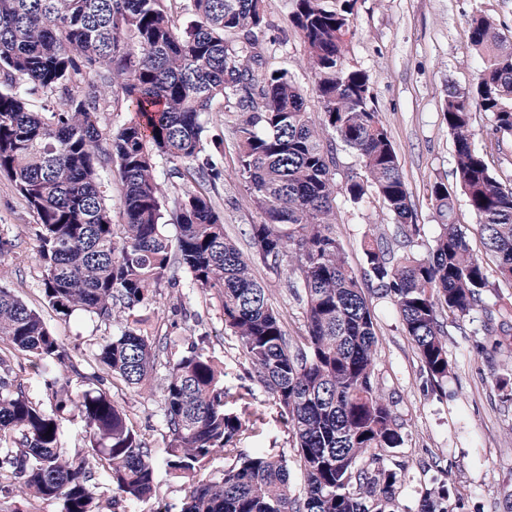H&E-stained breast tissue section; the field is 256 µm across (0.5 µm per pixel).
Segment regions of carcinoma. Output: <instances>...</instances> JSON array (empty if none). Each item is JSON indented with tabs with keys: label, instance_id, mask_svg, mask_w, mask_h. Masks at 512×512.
<instances>
[{
	"label": "carcinoma",
	"instance_id": "1",
	"mask_svg": "<svg viewBox=\"0 0 512 512\" xmlns=\"http://www.w3.org/2000/svg\"><path fill=\"white\" fill-rule=\"evenodd\" d=\"M194 17L186 30L170 20L168 0H0V175L13 182L36 217L43 294L64 316L82 311L112 322L97 343L101 369L139 391L161 359L165 447H152L105 391L63 398L57 387L67 356L41 315L0 285V498L15 485L33 501L61 500L63 512H114L159 495L160 475L188 484L181 512H399L405 464L402 424L375 368L377 323L365 289L389 298L414 344L426 383L443 388L448 316L484 313L486 336L508 335L512 315L491 310L487 269L456 223L455 193L430 186L438 234L426 256L412 251L421 233L398 155L371 92L351 64L357 0H290L288 22L306 47L321 115L307 111L286 70H262L265 0H180ZM482 65L470 89L450 84L442 112L454 145L455 187L477 219L496 276L512 284V186L493 174L472 139L473 111L512 135V33L492 18L468 23ZM63 102L42 112L30 96ZM117 94L136 118L108 135L103 96ZM238 115L233 126L238 174L263 221L250 225L253 255L224 232L223 216L201 191L166 203L167 178L202 184L224 176L205 132L217 104ZM354 152L364 174L336 184V146ZM123 185L125 223H112L104 159ZM374 194L393 218L392 238L363 241L365 267L348 264L336 233V200L359 206ZM287 267V287L304 309L305 330L291 336L254 274ZM212 292L224 326L237 336L248 378L273 398L291 435L305 493L290 485L288 459L271 448L245 452L239 437L260 432L264 414L232 405L252 394L224 385V361L205 337L169 355L167 337L141 328L139 312L158 289ZM26 359L58 399L34 400L15 360ZM81 424L90 447L67 455L64 422ZM222 452L234 457L219 481L202 474ZM448 485L423 490L418 512H449Z\"/></svg>",
	"mask_w": 512,
	"mask_h": 512
}]
</instances>
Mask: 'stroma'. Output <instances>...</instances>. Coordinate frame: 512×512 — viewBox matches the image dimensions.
Returning <instances> with one entry per match:
<instances>
[{
  "mask_svg": "<svg viewBox=\"0 0 512 512\" xmlns=\"http://www.w3.org/2000/svg\"><path fill=\"white\" fill-rule=\"evenodd\" d=\"M270 27L263 36L266 63L285 68L294 76L310 111H317L315 79L306 65V52L298 31L287 19L286 0H265ZM490 16L498 28L512 30V0H357V29L350 60L370 77L371 90L389 138L398 154L411 203L422 231L415 239L416 254L427 255L434 244L436 218L428 196L430 183H453L452 138L443 119L442 101L448 84L466 88L475 81L478 56L471 45L468 20ZM234 114L215 105L210 115L208 151L217 154L224 177L208 194L224 216V231L244 253L253 248L247 231L260 223L244 182L238 177V146L233 135ZM489 113L475 111L471 133L498 180L512 183V136L492 132ZM391 216L376 196L362 207L339 203L336 231L350 266L362 271L365 236L391 234ZM33 214L0 176V239L12 242L11 252L0 257V283L11 288L28 306L40 311L66 350L74 371L65 372L69 395L101 388L120 404L135 427L149 434L154 447L164 445L161 429V381L166 373L157 366L149 388L136 392L120 381L106 378L95 363L98 341L112 332L111 324L75 312L56 314L41 289L42 261L32 227ZM255 274L290 335L304 329V312L287 292L285 277L256 265ZM176 291L160 289L147 313V331L168 337L180 351L191 337L205 334L211 351L224 361V382H246L249 365L235 336L224 328L219 302L199 289L184 293V311L175 316L170 304ZM377 319L379 339L376 372L392 410L403 424L405 444L395 454L406 465L398 490L401 512H416L421 492L437 483L456 490L465 512H506V494L512 493V347H497L492 337L478 334V322H451L448 360L451 373L443 391L423 392L421 364L389 299L369 294ZM249 401L264 412L259 434H244L242 448L265 446L290 459L291 485L303 494L305 476L293 459L295 450L277 409L262 387H254Z\"/></svg>",
  "mask_w": 512,
  "mask_h": 512,
  "instance_id": "stroma-1",
  "label": "stroma"
}]
</instances>
